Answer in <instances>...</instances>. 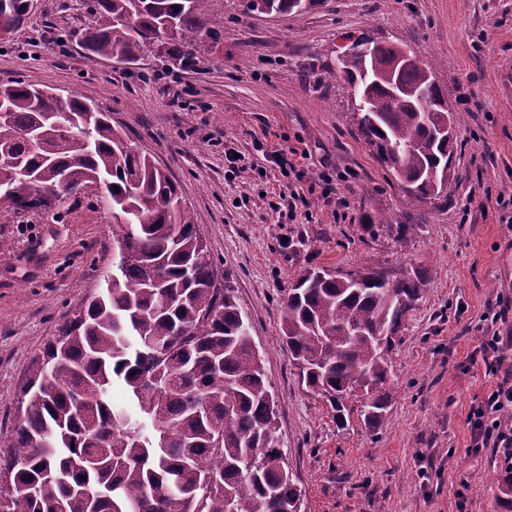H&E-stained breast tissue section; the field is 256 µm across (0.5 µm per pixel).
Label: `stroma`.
Instances as JSON below:
<instances>
[{
	"instance_id": "obj_1",
	"label": "stroma",
	"mask_w": 512,
	"mask_h": 512,
	"mask_svg": "<svg viewBox=\"0 0 512 512\" xmlns=\"http://www.w3.org/2000/svg\"><path fill=\"white\" fill-rule=\"evenodd\" d=\"M91 23L84 0H36L23 26L0 35V86L91 97L177 184L249 319L302 512H505L506 470L494 449H473L468 414L496 382L484 316L501 312L492 329L512 336V223L497 203L512 196V0H320L288 15L224 0L219 43L181 41L180 58L157 49L131 63L88 58L76 34ZM345 33L432 63L462 113L443 197L411 200L359 137L347 84L324 77ZM175 80L176 103L166 92ZM228 149L242 171L227 170ZM280 149L297 174L280 173ZM401 224L415 228L405 246ZM120 232L90 190L49 212L0 215V448L33 358L101 291ZM419 266L430 275L390 354L386 418L373 432L357 419L338 429L283 341L284 291L313 269Z\"/></svg>"
}]
</instances>
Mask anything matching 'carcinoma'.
<instances>
[{
	"mask_svg": "<svg viewBox=\"0 0 512 512\" xmlns=\"http://www.w3.org/2000/svg\"><path fill=\"white\" fill-rule=\"evenodd\" d=\"M223 0H85L94 24L79 33L90 58L133 62L155 44L220 39ZM318 0H246L288 15ZM30 0H0L10 33ZM369 45L336 56L359 107L355 125L416 200L448 179L457 117L428 65L397 67ZM0 155L17 169L0 189V214L48 208L98 183L127 218L104 291L35 357L21 388L23 414L0 456V512H301V491L279 449L276 400L230 281L218 284L207 245L177 186L133 148L108 114L77 94L22 81L3 87ZM428 279L381 272L302 276L281 303L280 328L306 390L336 426L357 413L379 428L392 401L394 335ZM121 382L129 405L110 401ZM361 392L359 405H345Z\"/></svg>",
	"mask_w": 512,
	"mask_h": 512,
	"instance_id": "1",
	"label": "carcinoma"
}]
</instances>
